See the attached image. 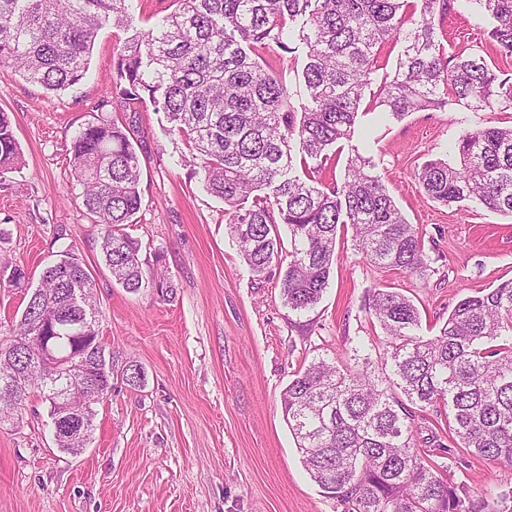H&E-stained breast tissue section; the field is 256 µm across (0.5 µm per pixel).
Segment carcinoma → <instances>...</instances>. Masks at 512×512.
Here are the masks:
<instances>
[{"label":"carcinoma","instance_id":"1","mask_svg":"<svg viewBox=\"0 0 512 512\" xmlns=\"http://www.w3.org/2000/svg\"><path fill=\"white\" fill-rule=\"evenodd\" d=\"M131 0H0V73L18 75L58 93L87 72L99 32H131L114 58L126 111L150 102L181 133L210 194L222 199L226 224L257 275L281 258L279 225L291 250L281 279L285 305L296 313L321 300L336 261L338 230L351 226L355 247L378 268L424 276V241L386 192L375 164L357 149L342 182L319 177L327 150L350 142L359 109L385 45L402 51L391 80L372 92L374 106L398 119L466 101L473 112L512 111V80L480 55L446 56L435 16L456 0H174L175 9L147 31L132 29ZM496 25L494 45L512 53V0H474ZM298 26L305 55L307 102L296 110L282 76L267 71L259 52ZM102 120L81 128L71 144L72 171L83 204L102 226V255L112 279L130 292L162 288L146 269L140 245L125 226L141 208V160L131 132ZM459 163L428 162L417 173L425 196L444 205L475 199L512 215V126L477 127L457 141ZM302 174L291 175L292 152ZM21 152L8 113L0 111V178L19 169ZM66 276L44 268L26 293L15 336H44L64 361L76 353L112 364L98 336L92 277L70 251ZM83 289L86 311L70 303ZM368 312L385 335L389 373L375 378L370 357L354 347L356 365L312 361L284 389L283 415L310 477L343 512H496L472 503L444 481L417 451L418 413H445L457 444L512 463V281L469 296L433 336L419 334V309L391 288L373 290ZM66 373L47 388L39 375L24 392L0 389V411L18 412L34 393L53 423L80 418L85 440L94 408L65 412ZM77 453L82 441L55 435Z\"/></svg>","mask_w":512,"mask_h":512}]
</instances>
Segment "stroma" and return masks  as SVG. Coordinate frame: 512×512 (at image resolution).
Masks as SVG:
<instances>
[{"label": "stroma", "instance_id": "obj_1", "mask_svg": "<svg viewBox=\"0 0 512 512\" xmlns=\"http://www.w3.org/2000/svg\"><path fill=\"white\" fill-rule=\"evenodd\" d=\"M490 16L468 0L441 22L446 53H476L512 78V55L492 46ZM125 31L103 28L84 78L54 94L0 75L22 163L0 179V269L39 279L71 250L93 278L98 332L112 354V390L96 407L91 440L71 455L57 447L49 405L31 396L21 415L0 418V512H336L335 500L307 473L283 416L281 395L311 361L351 362V347L371 357L384 339L366 309L373 288H392L421 313L431 336L456 304L512 279V215L477 201L442 205L425 197L416 175L428 161L455 162L469 129L511 126L512 112H473L463 103L395 120L364 102L363 149L387 192L424 240L426 275L368 264L349 231L336 238V262L315 309L296 315L280 283L285 263L253 274L225 223L224 202L181 165L189 147L163 113L143 104L136 148L142 204L127 233L142 244L168 293L126 291L101 254L102 230L90 221L72 175L79 128L111 102L108 120L124 122L113 58ZM144 381H126L128 365ZM423 435L439 448L428 458L444 480L475 499L512 512V468L458 447L444 418L425 412Z\"/></svg>", "mask_w": 512, "mask_h": 512}]
</instances>
